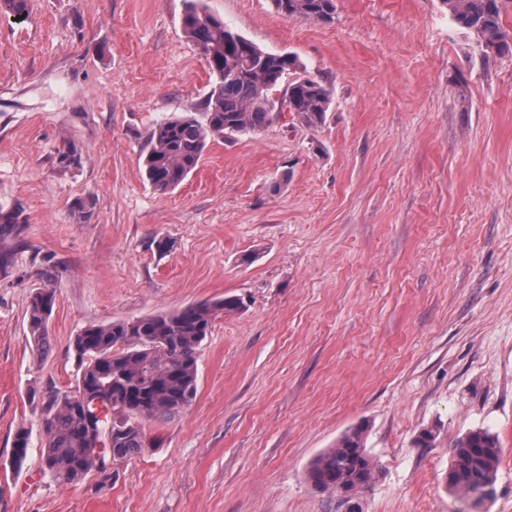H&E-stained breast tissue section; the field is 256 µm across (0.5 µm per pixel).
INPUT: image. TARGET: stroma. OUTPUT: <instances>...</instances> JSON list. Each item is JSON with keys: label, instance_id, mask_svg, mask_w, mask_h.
<instances>
[{"label": "stroma", "instance_id": "35a3bbf8", "mask_svg": "<svg viewBox=\"0 0 512 512\" xmlns=\"http://www.w3.org/2000/svg\"><path fill=\"white\" fill-rule=\"evenodd\" d=\"M204 2L296 56L331 105L317 127L284 112L211 142L164 195L143 173L146 135L214 81L182 33L184 0L0 11V207L27 219L0 242V512H336L307 469L361 423L379 464L362 512H512V57L484 54L442 0H336L330 24L270 0ZM46 285L40 354L26 311ZM227 295L245 305L214 321L194 401L144 425L160 447L78 483L43 472L40 395L75 386L83 327ZM477 428L502 456L476 509L447 477ZM425 429L435 440L416 447Z\"/></svg>", "mask_w": 512, "mask_h": 512}]
</instances>
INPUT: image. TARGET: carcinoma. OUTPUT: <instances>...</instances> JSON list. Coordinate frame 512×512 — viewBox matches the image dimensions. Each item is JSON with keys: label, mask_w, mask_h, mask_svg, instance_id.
Here are the masks:
<instances>
[{"label": "carcinoma", "mask_w": 512, "mask_h": 512, "mask_svg": "<svg viewBox=\"0 0 512 512\" xmlns=\"http://www.w3.org/2000/svg\"><path fill=\"white\" fill-rule=\"evenodd\" d=\"M459 27L477 37L482 48L498 55L512 53V32L503 20L512 13V0H442ZM275 11L290 19L330 23L335 0H271ZM22 19L28 0H0V10ZM185 37L201 50L215 82L197 112L163 120L146 136L143 167L153 189L166 194L198 167L208 143L261 131L273 120L270 92L280 87L288 111L309 126L324 120L329 90L319 81L299 77L296 57L270 53L208 12L203 0H185L181 18ZM26 218L18 207L0 208V240L21 235ZM55 291L40 288L28 306V333L36 350L49 348L48 320ZM235 295L197 302L107 324H90L72 341L78 377L68 391H52L45 410L44 472L66 482H78L92 472L106 471L109 458L126 459L146 448L159 447L148 439L143 423H165L189 406L197 395V353L221 314L242 310ZM31 431L17 430L13 457L22 463L28 454ZM367 427L345 432L336 444L311 462L307 479L312 489L339 501L343 493L357 500L378 477L379 466L366 448ZM502 449L495 434L471 430L450 449L448 489L478 507L495 495Z\"/></svg>", "instance_id": "cac0c4a2"}]
</instances>
